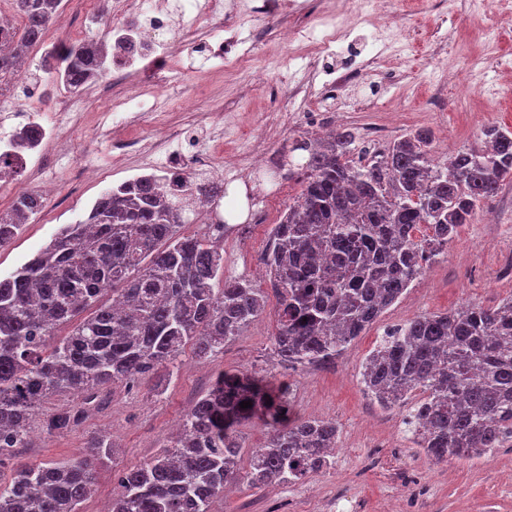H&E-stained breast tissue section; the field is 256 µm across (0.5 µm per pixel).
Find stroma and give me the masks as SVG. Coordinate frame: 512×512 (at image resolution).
<instances>
[{"label": "stroma", "instance_id": "stroma-1", "mask_svg": "<svg viewBox=\"0 0 512 512\" xmlns=\"http://www.w3.org/2000/svg\"><path fill=\"white\" fill-rule=\"evenodd\" d=\"M69 28L48 26V43L96 39L111 42L107 27L90 0H62ZM285 16L241 20L242 30L258 31L262 44L249 69L241 74L213 70L208 59L186 49L182 75L159 90L165 127L142 121L133 135L147 151L122 160L112 157L115 130H101L118 93L111 79L85 85L77 93L53 85L38 70L41 52L31 48L27 70L0 94V121L25 105L24 88L36 86L46 120L58 99L69 106L60 125L67 152L49 147L42 162L20 170L15 191H33L43 182L57 186L41 212L31 216L16 238L0 248V278L8 277L59 227L83 220L100 193L139 175L148 163L180 165L196 174V151L207 148L227 157L248 158L255 131H264L270 150L280 154L301 138L333 125L368 135L383 129L393 143L424 128L433 133L431 151L457 152L483 147L488 126L512 130V0H457L454 13L434 16L427 0H403L388 24L397 39L380 46L370 63V29L346 21L347 34L333 54L306 62V46L286 44L279 31ZM365 68L362 83L347 88L342 101L329 99V85L352 65ZM98 178L83 180L85 168ZM220 202L227 223L236 227L224 241V271L243 276L259 288L267 276L260 260L272 224L300 192L296 179L286 181L259 171L225 186ZM264 207L269 221L250 223L247 214ZM494 216L465 225L447 250L424 266L422 276L325 369H299L282 374L271 353L272 312H265L224 351L207 360L185 354L178 374L163 393L149 385L116 388L109 405L89 413L71 431L49 434L33 421L28 445L19 449V463L37 466L85 457V443L94 432H107L117 446L115 462L97 470L96 491L80 512H103L116 488L113 468L141 464L153 457L182 416L223 371H259L284 375L293 394V413L302 418L335 422L336 464L295 484L262 490L239 482L216 499L212 512H512V447L497 448L473 461L435 463L416 448L403 419L408 405L382 408L365 392L362 366L387 331L417 316L446 312L466 304L492 306L512 297V184L480 206Z\"/></svg>", "mask_w": 512, "mask_h": 512}]
</instances>
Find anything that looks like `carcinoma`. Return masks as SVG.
I'll list each match as a JSON object with an SVG mask.
<instances>
[{
  "label": "carcinoma",
  "instance_id": "carcinoma-1",
  "mask_svg": "<svg viewBox=\"0 0 512 512\" xmlns=\"http://www.w3.org/2000/svg\"><path fill=\"white\" fill-rule=\"evenodd\" d=\"M62 0H14L26 25L0 33V74L43 42ZM108 54L90 42L60 44L40 64L71 91L106 76ZM481 150H461L451 170L428 156L419 129L362 165L356 133L319 146L300 139L286 161L301 190L271 230L263 263L276 297L272 351L281 366L325 368L372 325L442 253L477 207L512 183V130L489 127ZM44 208L22 193L0 213V247ZM192 223L179 189L142 177L103 191L84 220L66 224L10 276L0 278V465L27 447L45 400L73 393L80 404L45 415L44 430L69 431L109 390L143 380L164 387L186 349L204 359L259 318L267 296L224 276V254ZM425 228L426 234L417 232ZM71 330L54 346L47 338ZM361 384L383 408L420 393L404 418L417 447L436 462L469 461L512 444V298L421 315L389 331L366 358ZM286 389L251 372H224L184 415L178 434L150 460L116 476L109 512H210L239 480V428L265 416L266 442L248 458L261 489L295 483L335 464L336 423L280 420ZM251 401L242 409L240 402ZM74 462L17 467L0 480V512H79L95 492L97 467L114 454L106 434Z\"/></svg>",
  "mask_w": 512,
  "mask_h": 512
}]
</instances>
